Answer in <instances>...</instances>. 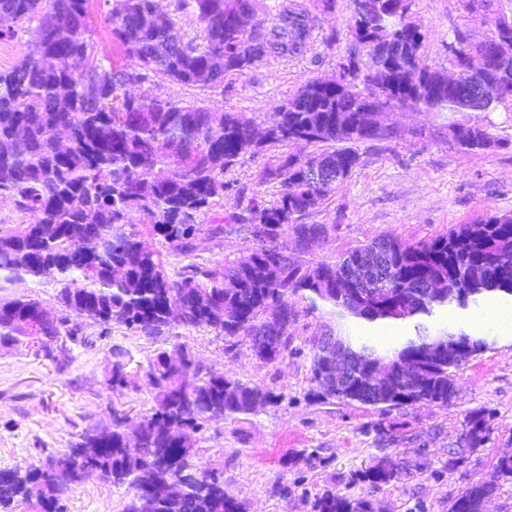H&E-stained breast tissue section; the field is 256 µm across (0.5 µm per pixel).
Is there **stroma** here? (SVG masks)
Wrapping results in <instances>:
<instances>
[{"label": "stroma", "instance_id": "35a3bbf8", "mask_svg": "<svg viewBox=\"0 0 512 512\" xmlns=\"http://www.w3.org/2000/svg\"><path fill=\"white\" fill-rule=\"evenodd\" d=\"M355 0H336L303 56L269 57L226 75L218 88L155 81L134 93L159 96L237 112L257 128L271 124L279 105L309 80L330 77L336 58L351 42L349 23ZM410 19L426 35L425 64L448 69V44L462 32L470 44L491 36L481 8L464 10L460 0H413ZM335 43H327L328 35ZM472 118L502 141L488 152L458 148L444 112L394 111L388 119L401 129L397 141L358 144V166L320 208L311 224L336 231L307 255V262L335 260L377 235L412 245L448 233L461 224L512 212V109L503 106ZM270 151L241 157L224 178L236 187L222 202L235 212L239 199L273 200L277 187L259 184ZM251 243L228 225L222 237L200 241L197 261L242 259ZM288 349L265 364L248 343L216 335L208 327L178 328L176 337L148 338L125 329L100 337L92 320L79 319L77 340L64 341L55 358L29 341L0 347V470L26 469L47 454L79 441L90 428L112 425V411L132 418L149 415L155 393L142 379L150 360L185 343L203 370L224 373L278 395L277 404L254 414L209 422L195 444L196 464L221 474L224 491L245 512H313L317 493L330 489L367 497L373 512H448L461 492L494 478L499 457L512 455V314L484 321L485 305L454 312L440 310L432 331L479 332L488 347L464 365L451 406L416 405L383 411L311 394L309 342L327 316L296 303ZM124 353L125 369L140 387L111 384L113 349ZM485 414L487 430L479 446L465 449L461 439L469 413ZM409 462L411 472L374 488L360 475L378 463ZM127 488L92 475L63 497L66 512H123Z\"/></svg>", "mask_w": 512, "mask_h": 512}]
</instances>
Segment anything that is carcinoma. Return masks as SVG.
Returning a JSON list of instances; mask_svg holds the SVG:
<instances>
[{"instance_id": "carcinoma-1", "label": "carcinoma", "mask_w": 512, "mask_h": 512, "mask_svg": "<svg viewBox=\"0 0 512 512\" xmlns=\"http://www.w3.org/2000/svg\"><path fill=\"white\" fill-rule=\"evenodd\" d=\"M255 0H104L113 37L132 59L118 67L98 59L89 21L91 0H0V32L35 20L32 49L0 71V194L29 224H0V274L5 279L53 278L60 317L43 315L30 296L0 302V345L30 339L51 354L50 343L76 340L70 316L88 309L101 335L124 328L138 336H166L177 327L207 326L243 338L263 363L288 350L296 298L331 308L342 321L411 322L414 334L383 354L351 336L338 337L349 365L341 383L327 391L322 374L333 349L322 336L310 341L312 395L383 411L432 404L448 406L458 392L456 373L487 348L486 339L464 331L430 332L437 310L477 306L488 296L512 297V214L491 215L461 224L448 234L404 246L379 235L337 260L304 265L300 248L312 237L330 235L334 224H305L303 218L328 200L359 163L354 144L397 140L377 131L379 113L363 112L372 98L382 109H425L448 113L455 144L465 151L500 146L492 133L473 122L470 112L512 106V96L476 99L463 92L476 75L458 61L460 86L440 84V72L422 59L424 33L408 16L412 0H376L350 25V46L338 57L358 76L344 87L308 81L277 110L264 134L235 112L180 104L158 96L130 93L133 84L169 80L182 85L219 87L224 77L266 57H296L319 28V14L334 0H281L274 13L256 14ZM190 11L197 30L178 34L175 17ZM319 14H314V11ZM490 40L512 45V17L493 10ZM462 118H457V115ZM324 144L311 154L273 155L259 184H278L274 200L254 199L239 213L201 224L234 185L224 173L241 156L259 148ZM327 169L318 186L309 172ZM154 223L137 229V216ZM236 224L253 242L249 258L191 262L172 279L162 251L192 257L201 235L217 238ZM389 257L390 277L362 281L353 294L338 280L367 253ZM434 278L450 290H428ZM390 359L405 370L386 386L364 384L367 370ZM200 366L188 347L175 343L158 352L145 372L157 407L137 421L112 411V427L88 430L70 448L50 454L63 459L58 474L43 464L30 471L0 470V512L36 502L38 512H64L62 496L92 470L104 482L125 486L132 496L124 512H243L224 493V480L198 467L192 442L212 419H234L273 402L274 395L240 379ZM485 415L467 417L464 446L483 439ZM85 448H96L92 456ZM410 465H376L362 481L374 487L396 481ZM512 481V455L502 456L495 480L465 490L450 512H483V501L498 480ZM314 512H371L364 497L331 490L315 499Z\"/></svg>"}]
</instances>
